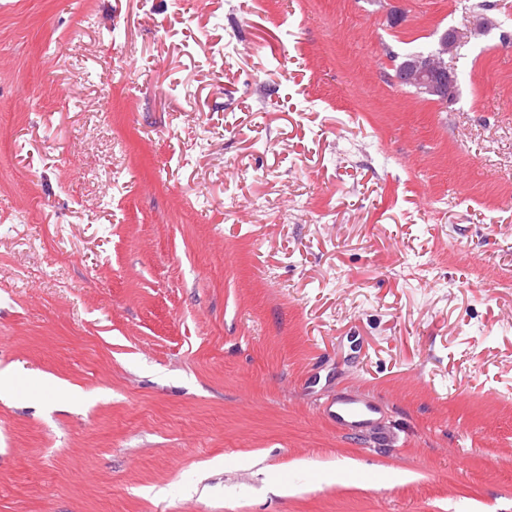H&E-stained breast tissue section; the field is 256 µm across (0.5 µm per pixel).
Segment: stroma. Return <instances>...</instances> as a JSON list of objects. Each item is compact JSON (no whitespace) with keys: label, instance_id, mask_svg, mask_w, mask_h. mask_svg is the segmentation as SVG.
<instances>
[{"label":"stroma","instance_id":"35a3bbf8","mask_svg":"<svg viewBox=\"0 0 512 512\" xmlns=\"http://www.w3.org/2000/svg\"><path fill=\"white\" fill-rule=\"evenodd\" d=\"M510 271L512 0H0V512H512ZM461 45L458 31L448 28L438 39V48L433 55L406 60L395 75L399 85H411L433 101L448 105L456 96L455 68L447 65L443 56L456 55ZM383 411L379 401L359 394L336 395L322 408L324 417L344 435L371 432Z\"/></svg>","mask_w":512,"mask_h":512}]
</instances>
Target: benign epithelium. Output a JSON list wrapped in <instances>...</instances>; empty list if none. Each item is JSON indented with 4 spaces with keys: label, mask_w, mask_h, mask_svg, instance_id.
<instances>
[{
    "label": "benign epithelium",
    "mask_w": 512,
    "mask_h": 512,
    "mask_svg": "<svg viewBox=\"0 0 512 512\" xmlns=\"http://www.w3.org/2000/svg\"><path fill=\"white\" fill-rule=\"evenodd\" d=\"M461 45L458 31L448 28L438 39L436 52L402 63L395 75L399 85H411L433 101L446 105L456 96L455 68L446 64L444 55L455 52Z\"/></svg>",
    "instance_id": "benign-epithelium-1"
}]
</instances>
